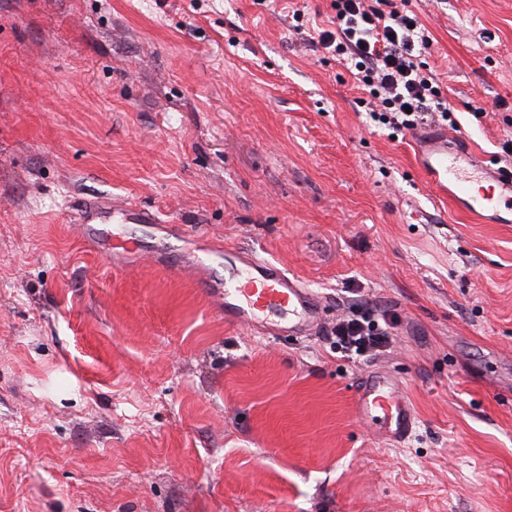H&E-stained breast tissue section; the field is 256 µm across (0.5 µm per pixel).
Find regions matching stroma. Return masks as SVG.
<instances>
[{"label": "stroma", "instance_id": "stroma-1", "mask_svg": "<svg viewBox=\"0 0 512 512\" xmlns=\"http://www.w3.org/2000/svg\"><path fill=\"white\" fill-rule=\"evenodd\" d=\"M456 135L512 170V0H406ZM331 0H0V512H512V223L441 199L293 11ZM179 226L114 270L73 208ZM251 248L327 303L322 330L225 323L184 252ZM395 316L361 362L327 330ZM387 367L418 417L356 413ZM358 415L377 424L379 436L388 444L405 442L413 433L417 418L403 386L382 368L370 370L355 389Z\"/></svg>", "mask_w": 512, "mask_h": 512}]
</instances>
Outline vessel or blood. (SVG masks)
I'll return each mask as SVG.
<instances>
[{
    "label": "vessel or blood",
    "mask_w": 512,
    "mask_h": 512,
    "mask_svg": "<svg viewBox=\"0 0 512 512\" xmlns=\"http://www.w3.org/2000/svg\"><path fill=\"white\" fill-rule=\"evenodd\" d=\"M460 155L456 141L437 143L422 160L430 186L440 194L455 196L475 215H496L504 209L512 212V175H498L492 187H477L473 178L464 176ZM157 221L152 209L112 198L81 201L75 218L84 239L109 245L112 265L120 269L132 267L142 257L140 249L131 244L137 225ZM109 222L119 224L120 232L108 233L105 225ZM181 265L202 272V286L223 311L225 322L265 336H312L324 322L320 298L298 277L253 250L213 242L204 254H189ZM355 402L359 416L376 422L387 444L405 442L417 425L403 386L382 368L370 370L357 385Z\"/></svg>",
    "instance_id": "1"
}]
</instances>
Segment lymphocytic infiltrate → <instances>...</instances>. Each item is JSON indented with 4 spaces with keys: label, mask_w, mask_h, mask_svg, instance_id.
<instances>
[{
    "label": "lymphocytic infiltrate",
    "mask_w": 512,
    "mask_h": 512,
    "mask_svg": "<svg viewBox=\"0 0 512 512\" xmlns=\"http://www.w3.org/2000/svg\"><path fill=\"white\" fill-rule=\"evenodd\" d=\"M332 7L336 28L321 31L319 43L345 62L372 121L396 134L450 121L444 91L421 59L431 35L416 15L393 0H332ZM394 322L393 315L361 305L337 318L328 340L336 351L367 357L389 347Z\"/></svg>",
    "instance_id": "lymphocytic-infiltrate-1"
}]
</instances>
